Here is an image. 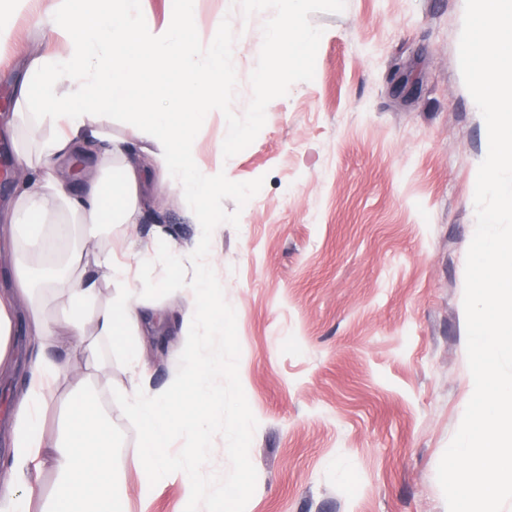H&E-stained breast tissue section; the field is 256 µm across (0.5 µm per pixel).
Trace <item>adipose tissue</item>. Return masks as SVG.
Listing matches in <instances>:
<instances>
[{"label":"adipose tissue","instance_id":"obj_1","mask_svg":"<svg viewBox=\"0 0 512 512\" xmlns=\"http://www.w3.org/2000/svg\"><path fill=\"white\" fill-rule=\"evenodd\" d=\"M195 3L180 0L158 24L146 15L143 0H53L45 29L56 50L29 60L13 127L40 138L36 146L21 142L16 148L23 179L8 212L25 244L11 248L17 287L0 291V375L14 365L18 307L28 312L35 347L9 416L0 512H115L123 496L112 420L88 385L74 387L55 431L45 430L51 394L69 370L54 350L66 343L70 360L84 359L101 372L100 343L117 333L137 337L142 325L130 263L72 245L78 225L138 223L157 176L192 204L203 236L218 229L213 200L224 191V168H201L189 138L224 103L213 91L215 76L224 71V20L210 19L213 36L200 46ZM253 5L267 14L269 43L281 48L282 65L306 59L316 34L286 26L268 0ZM116 120L124 135H113ZM93 142L103 147L97 175L78 187L55 175L58 162L84 163ZM36 259L51 273L40 288L27 276ZM99 265L119 284L110 305L101 308L88 280ZM52 300L63 305L62 321L47 315ZM47 470L56 476L48 493L39 481Z\"/></svg>","mask_w":512,"mask_h":512}]
</instances>
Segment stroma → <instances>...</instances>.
Here are the masks:
<instances>
[{"label": "stroma", "instance_id": "1", "mask_svg": "<svg viewBox=\"0 0 512 512\" xmlns=\"http://www.w3.org/2000/svg\"><path fill=\"white\" fill-rule=\"evenodd\" d=\"M51 2L16 16L0 102L14 98L22 63L50 49L38 19ZM464 4L308 0L298 22L319 40L288 71L248 0H197L202 18L224 17V109L191 139L202 165L226 175L210 253L258 422L246 512H448L436 473L471 398L465 263L487 152L459 67ZM264 72L273 86L259 83ZM156 192L140 223L108 227L89 248L134 260L158 226L197 246L188 203L166 183ZM191 298L185 287L145 301L168 321L141 336V369L118 335L101 346L105 372L77 364L62 381L89 377L112 418L123 512L186 507L178 479L142 494L135 431L112 391L140 377L167 387Z\"/></svg>", "mask_w": 512, "mask_h": 512}]
</instances>
